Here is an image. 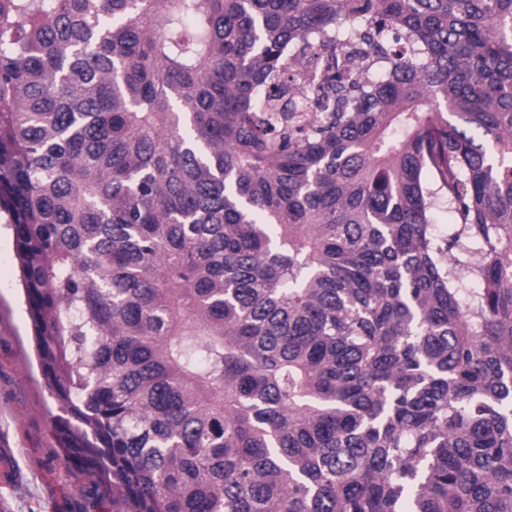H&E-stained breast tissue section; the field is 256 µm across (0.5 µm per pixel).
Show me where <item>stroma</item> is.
I'll use <instances>...</instances> for the list:
<instances>
[{
	"mask_svg": "<svg viewBox=\"0 0 512 512\" xmlns=\"http://www.w3.org/2000/svg\"><path fill=\"white\" fill-rule=\"evenodd\" d=\"M53 409L35 360L13 233L0 223V448L11 469L0 512H112L93 472L67 468Z\"/></svg>",
	"mask_w": 512,
	"mask_h": 512,
	"instance_id": "obj_1",
	"label": "stroma"
}]
</instances>
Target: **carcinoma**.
Returning <instances> with one entry per match:
<instances>
[{
    "mask_svg": "<svg viewBox=\"0 0 512 512\" xmlns=\"http://www.w3.org/2000/svg\"><path fill=\"white\" fill-rule=\"evenodd\" d=\"M0 214L112 512H512V0H0Z\"/></svg>",
    "mask_w": 512,
    "mask_h": 512,
    "instance_id": "carcinoma-1",
    "label": "carcinoma"
}]
</instances>
